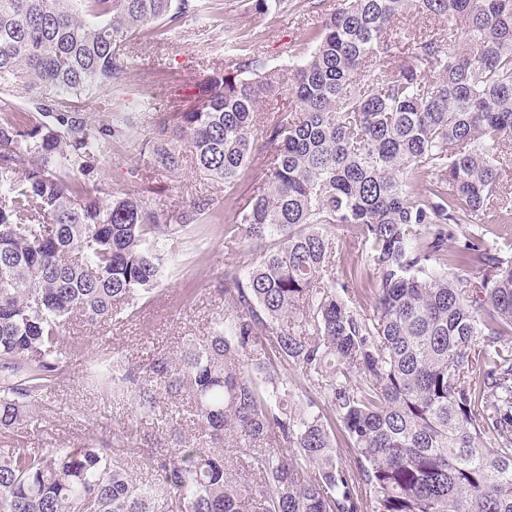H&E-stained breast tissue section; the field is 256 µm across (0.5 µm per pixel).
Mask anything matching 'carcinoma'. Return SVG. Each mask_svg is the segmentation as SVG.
<instances>
[{
    "label": "carcinoma",
    "instance_id": "1",
    "mask_svg": "<svg viewBox=\"0 0 512 512\" xmlns=\"http://www.w3.org/2000/svg\"><path fill=\"white\" fill-rule=\"evenodd\" d=\"M204 12L0 0V431L42 406L72 315L97 325L148 303L190 226L226 213L224 237L257 256L224 265L209 336L88 369L103 397L161 424L153 479L117 432L0 448V512H512V257L465 231L486 216L512 241V0H338L290 50L289 83L232 57L140 143L153 176L188 151L224 198L168 207L105 184L134 125L96 126L83 101L112 95L137 36ZM414 14L446 26L408 35ZM283 96L294 107L255 128L260 102ZM258 151L266 168L238 206ZM338 224L369 268L340 267Z\"/></svg>",
    "mask_w": 512,
    "mask_h": 512
}]
</instances>
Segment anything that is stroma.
Returning <instances> with one entry per match:
<instances>
[{
  "instance_id": "35a3bbf8",
  "label": "stroma",
  "mask_w": 512,
  "mask_h": 512,
  "mask_svg": "<svg viewBox=\"0 0 512 512\" xmlns=\"http://www.w3.org/2000/svg\"><path fill=\"white\" fill-rule=\"evenodd\" d=\"M308 0H281L280 7L257 14L251 0H212L204 16L155 38L134 44L133 71L111 98L93 97L85 109L93 124L107 121L111 111L128 112L138 140L149 137L151 115L187 107L196 84L207 71L241 52L262 57L268 66L286 64L288 50L320 24ZM157 198L164 204L195 195L223 194V184L206 179L191 160L158 177ZM169 270L151 303L135 313H121L111 323L91 327L72 320L65 332L70 354L36 422L0 431V448L75 446L88 439L111 438L123 431L133 446L161 447L164 433L137 417L131 402H113L84 383L85 365L101 349L132 361L147 353L179 350L187 336L209 335L211 316L219 306L206 289L228 264H248L252 255L240 242L224 237L220 224H197L169 251Z\"/></svg>"
}]
</instances>
